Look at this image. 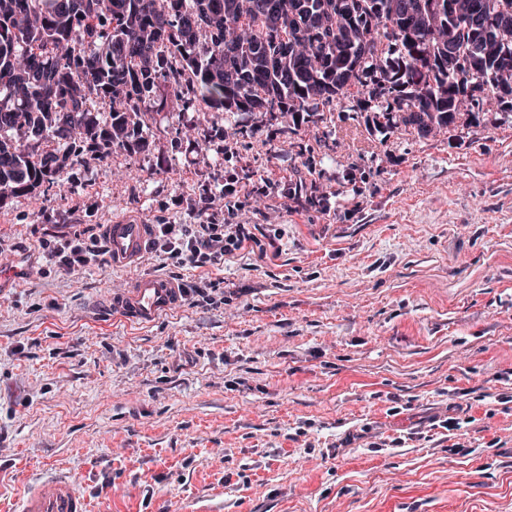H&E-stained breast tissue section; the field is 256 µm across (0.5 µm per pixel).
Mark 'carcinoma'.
I'll return each instance as SVG.
<instances>
[{"mask_svg":"<svg viewBox=\"0 0 512 512\" xmlns=\"http://www.w3.org/2000/svg\"><path fill=\"white\" fill-rule=\"evenodd\" d=\"M0 0V207L52 184L85 155L137 143L142 107L280 112L296 118L360 95L390 129L420 136L473 120L486 98L512 111V31L494 22L512 0H360L336 20V0H307L317 52H282L289 0ZM481 20L474 27L465 15ZM244 30L224 52V24ZM459 65L483 61L459 110ZM112 104L109 119L93 100ZM56 143L46 152L43 144Z\"/></svg>","mask_w":512,"mask_h":512,"instance_id":"obj_1","label":"carcinoma"}]
</instances>
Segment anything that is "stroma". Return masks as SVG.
I'll use <instances>...</instances> for the list:
<instances>
[{
	"mask_svg": "<svg viewBox=\"0 0 512 512\" xmlns=\"http://www.w3.org/2000/svg\"><path fill=\"white\" fill-rule=\"evenodd\" d=\"M291 124L152 111L147 150L0 208V512L59 470L91 512H512V114L422 137L346 100ZM232 173L237 222L281 225L277 258L44 263L74 222L223 223ZM158 274L224 302L149 326L110 309ZM453 393L451 433L430 419Z\"/></svg>",
	"mask_w": 512,
	"mask_h": 512,
	"instance_id": "stroma-1",
	"label": "stroma"
}]
</instances>
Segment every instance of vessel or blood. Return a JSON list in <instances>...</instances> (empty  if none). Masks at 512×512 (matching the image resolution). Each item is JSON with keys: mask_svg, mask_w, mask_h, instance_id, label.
Listing matches in <instances>:
<instances>
[{"mask_svg": "<svg viewBox=\"0 0 512 512\" xmlns=\"http://www.w3.org/2000/svg\"><path fill=\"white\" fill-rule=\"evenodd\" d=\"M103 231L110 242L113 262H126L138 256L146 246L145 225L117 221L104 225ZM180 302L177 285L168 278L154 275L136 278L125 292L113 298L112 305L125 317L147 323ZM19 512H90V508L72 476L59 472L28 485L20 500Z\"/></svg>", "mask_w": 512, "mask_h": 512, "instance_id": "obj_1", "label": "vessel or blood"}]
</instances>
